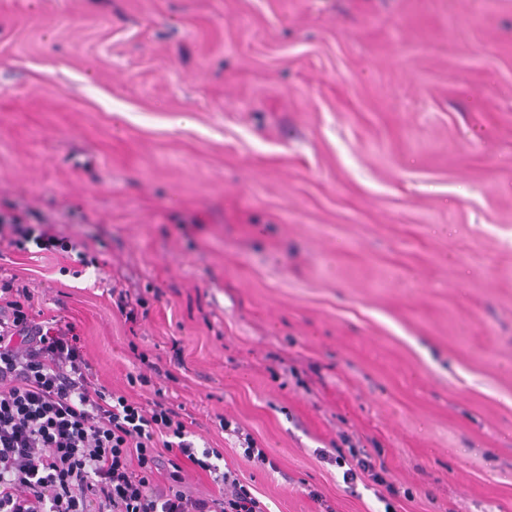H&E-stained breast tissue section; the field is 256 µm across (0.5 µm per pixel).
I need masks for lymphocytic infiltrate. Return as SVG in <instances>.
Instances as JSON below:
<instances>
[{
    "label": "lymphocytic infiltrate",
    "instance_id": "1",
    "mask_svg": "<svg viewBox=\"0 0 512 512\" xmlns=\"http://www.w3.org/2000/svg\"><path fill=\"white\" fill-rule=\"evenodd\" d=\"M0 243L89 262L83 244H58L18 216L0 215ZM223 460V449L195 446L165 393L144 404L99 383L77 336L36 311L16 275L0 273V512H267ZM186 464L208 474L218 494L186 491ZM336 464L345 483L365 476L382 487L384 512H395L385 466L354 448Z\"/></svg>",
    "mask_w": 512,
    "mask_h": 512
}]
</instances>
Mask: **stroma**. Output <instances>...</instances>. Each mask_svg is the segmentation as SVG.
Wrapping results in <instances>:
<instances>
[{"label": "stroma", "mask_w": 512, "mask_h": 512, "mask_svg": "<svg viewBox=\"0 0 512 512\" xmlns=\"http://www.w3.org/2000/svg\"><path fill=\"white\" fill-rule=\"evenodd\" d=\"M0 214L87 244L0 268L268 512H383L341 448L512 512V0H0Z\"/></svg>", "instance_id": "stroma-1"}]
</instances>
